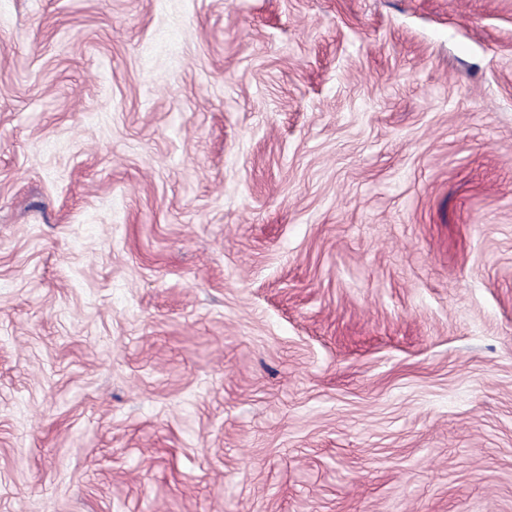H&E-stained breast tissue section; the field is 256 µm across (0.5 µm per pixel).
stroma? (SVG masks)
I'll list each match as a JSON object with an SVG mask.
<instances>
[{"mask_svg":"<svg viewBox=\"0 0 512 512\" xmlns=\"http://www.w3.org/2000/svg\"><path fill=\"white\" fill-rule=\"evenodd\" d=\"M0 512H512V0H0Z\"/></svg>","mask_w":512,"mask_h":512,"instance_id":"obj_1","label":"stroma"}]
</instances>
